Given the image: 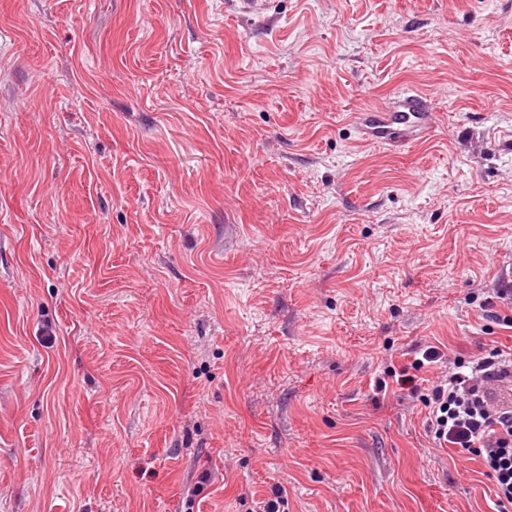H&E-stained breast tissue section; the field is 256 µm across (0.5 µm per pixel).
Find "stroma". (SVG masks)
Returning a JSON list of instances; mask_svg holds the SVG:
<instances>
[{
	"instance_id": "1",
	"label": "stroma",
	"mask_w": 512,
	"mask_h": 512,
	"mask_svg": "<svg viewBox=\"0 0 512 512\" xmlns=\"http://www.w3.org/2000/svg\"><path fill=\"white\" fill-rule=\"evenodd\" d=\"M504 279L512 0H0V512H489L377 383ZM402 107L403 111L388 113L387 122L390 124L407 125L425 113V101L420 95L408 96Z\"/></svg>"
}]
</instances>
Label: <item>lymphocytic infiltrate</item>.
I'll list each match as a JSON object with an SVG mask.
<instances>
[{
  "instance_id": "f902f5d3",
  "label": "lymphocytic infiltrate",
  "mask_w": 512,
  "mask_h": 512,
  "mask_svg": "<svg viewBox=\"0 0 512 512\" xmlns=\"http://www.w3.org/2000/svg\"><path fill=\"white\" fill-rule=\"evenodd\" d=\"M438 363L448 369L430 385L404 372L397 383L423 403L426 429L438 447L481 460L493 481V512H512V350L450 358L430 345L413 367Z\"/></svg>"
}]
</instances>
